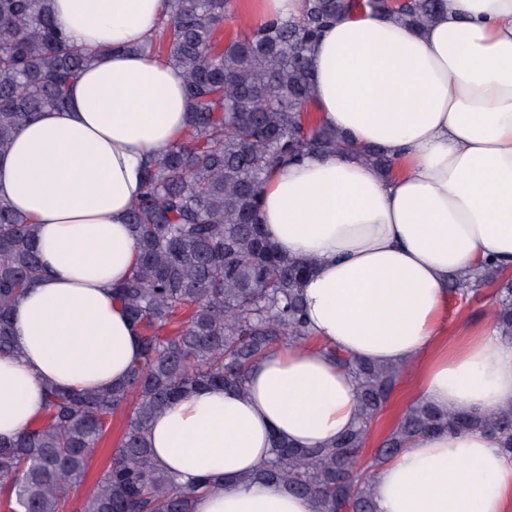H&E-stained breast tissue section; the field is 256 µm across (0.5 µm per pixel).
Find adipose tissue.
<instances>
[{"label": "adipose tissue", "mask_w": 512, "mask_h": 512, "mask_svg": "<svg viewBox=\"0 0 512 512\" xmlns=\"http://www.w3.org/2000/svg\"><path fill=\"white\" fill-rule=\"evenodd\" d=\"M304 0H249L245 29L297 19ZM165 0H53L54 23L93 61L68 104L19 127L0 154V200L37 227L43 276L12 315L0 355V440L43 414L44 387L122 384L139 332L112 287L138 248L128 224L139 163L190 128L184 76L141 53ZM318 121L378 145L398 172L346 155L308 157L266 181L260 221L311 269L302 288L312 340L282 344L250 371L246 394L208 387L153 420L160 468L193 512H316L283 486L251 480L274 444L312 448L357 418L356 383L331 356L411 369L426 402L477 412L512 406V342L442 326L448 277L494 260L512 274V0H441L421 30L357 12L308 53ZM376 512H512V462L482 433L406 442L374 474Z\"/></svg>", "instance_id": "ef3b65f1"}]
</instances>
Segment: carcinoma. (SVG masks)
<instances>
[{
	"label": "carcinoma",
	"instance_id": "cac0c4a2",
	"mask_svg": "<svg viewBox=\"0 0 512 512\" xmlns=\"http://www.w3.org/2000/svg\"><path fill=\"white\" fill-rule=\"evenodd\" d=\"M231 0H168V18L145 46L179 69L192 120L189 138L141 162L144 193L129 213L138 246L132 276L113 287L140 330L143 358L109 389L46 387L45 414L0 443V507L63 512L65 493L84 475L107 421L127 415L112 460L83 512H190L192 492L154 462L147 442L168 404L222 385L243 393L251 368L281 341H311L302 317L306 264L280 253L259 220L270 172L313 155L351 153L390 176L394 158L375 145L317 123L308 51L333 20L369 9L415 29L438 0H306L297 20L275 19L248 34L220 36ZM91 54L55 27L51 0H0V154L37 113L62 108L71 80ZM36 227L0 202V354L16 350L11 313L40 278ZM452 288L496 286L495 323L512 341V276L488 261ZM336 361L356 379L357 420L322 448L275 447L252 479L312 498L316 512H375L372 479L356 462L402 366ZM489 433L512 458V406L487 412L410 405L375 449V465L413 437L436 431Z\"/></svg>",
	"mask_w": 512,
	"mask_h": 512
}]
</instances>
